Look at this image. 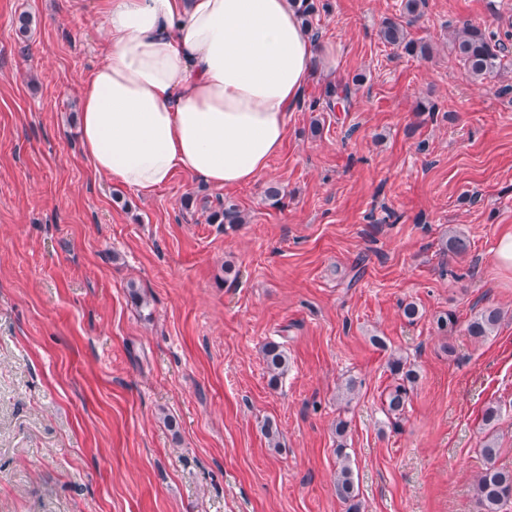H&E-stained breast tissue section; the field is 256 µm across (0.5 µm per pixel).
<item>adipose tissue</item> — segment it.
<instances>
[{
	"label": "adipose tissue",
	"instance_id": "obj_1",
	"mask_svg": "<svg viewBox=\"0 0 512 512\" xmlns=\"http://www.w3.org/2000/svg\"><path fill=\"white\" fill-rule=\"evenodd\" d=\"M103 62L82 84L81 145L96 173L153 194L182 171L257 182L317 65L294 0H101Z\"/></svg>",
	"mask_w": 512,
	"mask_h": 512
}]
</instances>
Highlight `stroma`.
Wrapping results in <instances>:
<instances>
[{"label": "stroma", "mask_w": 512, "mask_h": 512, "mask_svg": "<svg viewBox=\"0 0 512 512\" xmlns=\"http://www.w3.org/2000/svg\"><path fill=\"white\" fill-rule=\"evenodd\" d=\"M328 3L314 23L336 67L316 70L265 176L221 189L178 172L143 197L81 147L100 0H0V512H347L345 464L360 512H481L485 436L512 469V270L495 256L512 66L472 80L451 49L465 21L512 34V0H426L408 29L426 60L378 36L401 0ZM222 203L244 223H208ZM485 307L502 320L477 340ZM270 341L288 356L275 385ZM393 355L420 375L395 427ZM501 311L497 308H484L478 311L467 325V332L476 339L490 336L501 322ZM336 495L344 503H349L347 512H359V502H355V486L352 471L348 465L341 466L335 483Z\"/></svg>", "instance_id": "stroma-1"}]
</instances>
